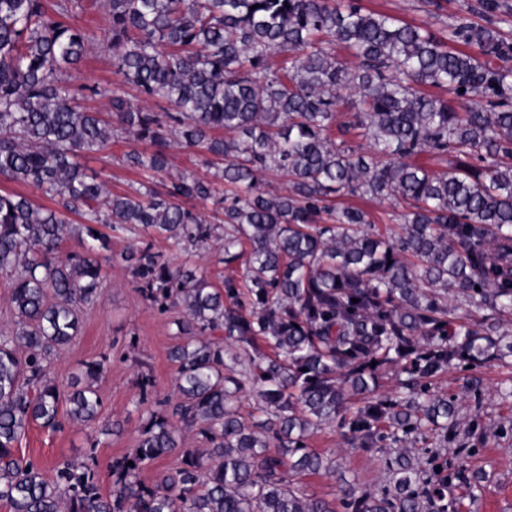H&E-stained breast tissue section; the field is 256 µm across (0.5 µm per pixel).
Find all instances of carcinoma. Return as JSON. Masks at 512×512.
Wrapping results in <instances>:
<instances>
[{"label": "carcinoma", "mask_w": 512, "mask_h": 512, "mask_svg": "<svg viewBox=\"0 0 512 512\" xmlns=\"http://www.w3.org/2000/svg\"><path fill=\"white\" fill-rule=\"evenodd\" d=\"M87 3L0 0V178L59 205L0 190V274L12 277L15 314L0 332V502L10 512H337L295 486L335 474L336 454L308 443L329 424L351 449L391 450L379 492L341 486L345 512H448L456 490L475 496L483 476L471 449L450 465L416 442L446 447L461 429L456 398L431 391L433 378L512 357L502 319L512 314V31L463 20L437 36L358 0H108L128 97L71 81L90 39L68 19ZM474 11L512 22V0ZM276 53L287 66L272 67ZM89 94L110 111L81 106ZM115 129L154 147L125 162L158 175L159 188L114 194L85 172L80 159ZM351 134L367 152L343 140ZM174 141L199 148L211 177L169 175ZM422 155L455 162L435 170ZM273 173L288 177L285 191L263 188ZM340 194L404 203L398 231L366 230L364 210L328 205ZM208 200L211 215L194 211ZM68 213L88 245L62 258ZM99 224L199 249L219 240L229 271L218 288L150 243L128 252L143 297L161 313L183 308L187 340L170 353L177 402L113 462L106 493L91 455L47 466L14 452L33 424L101 414L104 361L82 363L67 390L50 376L100 293L110 238ZM483 308L495 317L476 319ZM248 394L261 416L240 411ZM180 430L205 447H179ZM173 452L176 468L140 480Z\"/></svg>", "instance_id": "carcinoma-1"}]
</instances>
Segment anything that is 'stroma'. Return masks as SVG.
Returning <instances> with one entry per match:
<instances>
[{
  "label": "stroma",
  "instance_id": "35a3bbf8",
  "mask_svg": "<svg viewBox=\"0 0 512 512\" xmlns=\"http://www.w3.org/2000/svg\"><path fill=\"white\" fill-rule=\"evenodd\" d=\"M474 2L438 0L439 7L431 15L426 11L425 0H360L366 10L395 16L437 34L460 16L487 24V17L470 12ZM71 22L92 39L90 52L78 68V82L110 87L117 92L124 90L123 76L112 64V32L105 10L99 7L77 14ZM133 149L146 154L152 151L150 144L135 145L116 134L106 149L82 158L81 163L114 193H122L132 184H155L151 172L124 164V155ZM109 238L110 260L103 268L99 299L83 308L79 334L50 366L52 377L63 385L72 374L80 372L83 362L105 359L106 371L96 384L102 400L100 420L92 424L70 422L57 431L34 425L16 446L19 456L48 463L81 462L87 452H95L100 482L105 488L111 485L113 460L136 447L141 427L151 414L159 412L161 401L176 397V366L169 360L168 352L182 341L176 323L184 317L179 308L159 312L142 296L123 259L133 241L132 235L117 230L110 232ZM154 248L175 262L187 263L214 285H222L225 270L218 244L188 251L169 240L156 242ZM145 375L153 381L146 391L140 387ZM473 376L481 379L480 388L463 392L467 378ZM435 388L458 395L463 420H470L477 412L482 415L474 435L463 434L458 438L460 444L474 449L472 461L486 473L475 499L465 503L462 512H512V368L496 360L488 361L473 370L464 368L448 373L436 380ZM106 423L114 424L112 435H102L101 428ZM309 445L325 455L342 451L344 465L339 479L324 475L304 477L302 486L307 493L337 502L341 499V480L354 481L371 490L382 486L384 452L344 448L340 432L333 425L315 432Z\"/></svg>",
  "mask_w": 512,
  "mask_h": 512
}]
</instances>
